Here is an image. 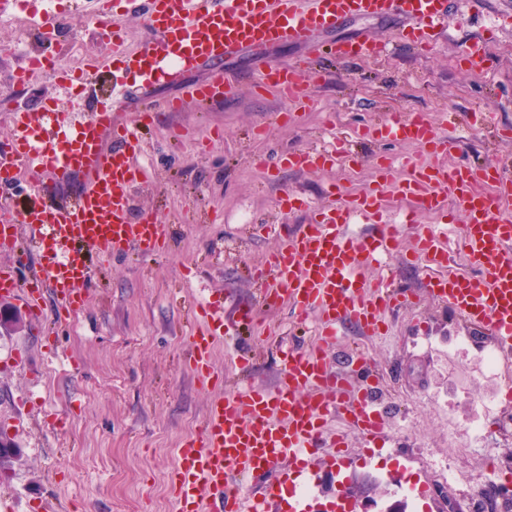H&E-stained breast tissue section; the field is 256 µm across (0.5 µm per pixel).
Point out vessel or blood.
I'll list each match as a JSON object with an SVG mask.
<instances>
[{
    "instance_id": "1",
    "label": "vessel or blood",
    "mask_w": 512,
    "mask_h": 512,
    "mask_svg": "<svg viewBox=\"0 0 512 512\" xmlns=\"http://www.w3.org/2000/svg\"><path fill=\"white\" fill-rule=\"evenodd\" d=\"M454 0H127L144 8L145 32L130 52L112 49L109 61L119 71L148 83L174 80L181 71L206 66L208 78L196 85L201 105L233 95L237 83L225 72V57L280 44H306L312 52L339 62L383 58L386 43L359 34L328 39V32L361 18L394 17L402 34L418 52L432 49ZM311 68L277 61L266 64L260 87L273 88L286 101L310 108ZM359 138H387L442 151L445 141L419 113H399L379 127L359 131ZM143 148L139 127L115 123L110 108L78 119L50 108L15 113L13 134L0 150V182L25 176L33 199L0 214V252L13 253L23 232L38 234L43 260L38 270L19 279L12 268H0V295H10L32 318H40L46 293L58 298L59 319L70 323L83 304L82 286L90 278L89 252L102 256L136 247L147 256L159 250L166 228L156 218L130 217L134 188L143 181L135 161ZM324 147L289 156L291 166L315 169L333 161ZM81 175L85 183L67 203L49 201L50 193ZM396 188L423 211H438L447 197L463 207L467 224L462 252L478 267V278L448 269V251L430 228L414 231V257L420 261L428 292L448 303L468 322L485 327L503 359L512 358V179L487 167L449 168L413 165L399 174L393 164L379 163L371 185L356 197L310 219L296 236L284 237L265 264L272 276L262 298L287 299L299 319L319 317V334L309 350L289 351L282 361L283 385L274 391L241 387L211 403L196 436L185 439L171 483L172 512H201V490L214 491L211 512H247L245 479L269 474L259 495L263 501L287 503L298 512L297 498L306 472L309 449L341 448L344 436L324 442L321 426L342 419L364 441L373 442L385 429L374 409L375 372L362 353L351 358L352 371L365 376L355 385L352 371L332 370L322 351L333 344L340 326L351 324L363 334L382 333L383 314L407 300L391 281L368 282L365 269L393 256L406 230L402 224L378 225L375 233H348L351 215L381 216L383 197ZM206 328L194 337L189 358L198 379H208L211 345L221 335L224 315L218 303L203 306ZM292 453L288 468L275 464Z\"/></svg>"
}]
</instances>
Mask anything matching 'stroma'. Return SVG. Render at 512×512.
Masks as SVG:
<instances>
[{
	"instance_id": "stroma-1",
	"label": "stroma",
	"mask_w": 512,
	"mask_h": 512,
	"mask_svg": "<svg viewBox=\"0 0 512 512\" xmlns=\"http://www.w3.org/2000/svg\"><path fill=\"white\" fill-rule=\"evenodd\" d=\"M46 8L63 13L69 29L66 36L33 41L31 50L62 57L74 49L101 71L66 92L50 76L21 88L13 81V61L0 60V103L15 98L80 118L111 105L129 124L143 103L181 98L185 105L160 113L145 129L147 174L131 209L132 217L151 213L167 224L164 248L148 257L92 256L84 305L62 328L55 323L56 297L47 296L39 324L14 299L0 297V432L17 450L0 481V498L12 501L15 512H43L49 499L62 501L65 512H114L120 500L131 512H169L177 448L198 430L210 402L229 393L225 379L237 354L251 357L252 384L271 389L284 348L308 343L295 331L296 314L287 302H255L265 256L311 214L364 190L377 158L429 160L416 146L384 140L355 143V159L343 168L296 170L288 165L289 153L375 126L395 112H417L445 130L443 164H482L512 177V138L494 136L495 128L512 130V28L501 25L502 16L512 15V0H477L450 14V37L426 54L400 41L393 19L336 29L331 39L362 30L395 40V54L385 64L361 60L339 69L323 63L310 86L315 106L309 111L274 91L245 87L199 105L190 91L207 75L201 67L150 87L127 77L124 95L113 99L112 74L102 67L108 48L91 22L94 0H27L25 10ZM477 35L493 47L481 74L461 57ZM310 55L300 45L255 50L225 59L224 68L248 81L267 61L291 64ZM450 108L462 119L453 131L444 116ZM253 154L264 155L270 169L252 165ZM292 196L303 199L305 209L291 207ZM385 219L446 226L455 269L467 271L458 248L465 213L456 199L441 211L424 212L392 189ZM399 284L417 293L416 305L389 314L384 334L348 329L324 352L332 364L358 349L382 373L387 438L369 447L352 432L340 458L313 456L317 478L308 485L309 503L335 500L338 491L367 480L376 489L367 512H442L439 498L396 486L395 478H421L447 462L454 475L443 490L454 499L480 494L491 480L512 489V431L499 427L500 420L512 419V397L480 362L482 351L493 347L490 336L424 292L418 270H404ZM209 300L228 313L253 308L255 319L243 337L215 340L213 378L204 385L187 352L199 329L194 307ZM57 340L66 357L47 361L44 352ZM490 399L497 407L487 414L483 404ZM473 419L488 431L486 450H474L464 433L452 430L453 423Z\"/></svg>"
}]
</instances>
